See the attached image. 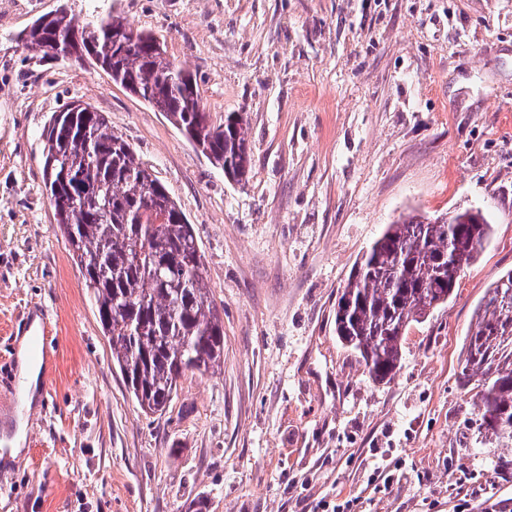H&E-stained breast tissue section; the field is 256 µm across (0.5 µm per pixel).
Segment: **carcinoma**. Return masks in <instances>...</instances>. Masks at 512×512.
<instances>
[{"instance_id": "obj_1", "label": "carcinoma", "mask_w": 512, "mask_h": 512, "mask_svg": "<svg viewBox=\"0 0 512 512\" xmlns=\"http://www.w3.org/2000/svg\"><path fill=\"white\" fill-rule=\"evenodd\" d=\"M66 27L111 79L165 115L230 181L250 166L245 120L215 122L192 73L157 39L110 16ZM56 37L32 26L23 39ZM43 179L56 223L93 299L112 363L146 414L165 413L187 374L224 363V319L205 283L193 225L130 144L93 110L58 112L44 130ZM493 226L479 210L390 224L354 264L336 302V336L374 382L401 367L410 326L448 303ZM461 382L476 407L471 442L512 448V270L486 288L465 341Z\"/></svg>"}]
</instances>
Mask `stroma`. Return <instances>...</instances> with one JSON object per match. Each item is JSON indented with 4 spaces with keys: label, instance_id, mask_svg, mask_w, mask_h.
<instances>
[{
    "label": "stroma",
    "instance_id": "35a3bbf8",
    "mask_svg": "<svg viewBox=\"0 0 512 512\" xmlns=\"http://www.w3.org/2000/svg\"><path fill=\"white\" fill-rule=\"evenodd\" d=\"M153 33L212 118L247 117L252 167L225 179L99 68L19 42L60 6ZM81 100L104 113L194 227L224 318V365L145 415L112 364L54 221L42 132ZM479 209L494 235L457 295L412 325L372 382L336 338V297L387 224ZM512 269V0H0V431L32 320L51 350L0 512H498L512 476L470 447L460 385L486 288ZM403 464L383 489L371 461Z\"/></svg>",
    "mask_w": 512,
    "mask_h": 512
}]
</instances>
